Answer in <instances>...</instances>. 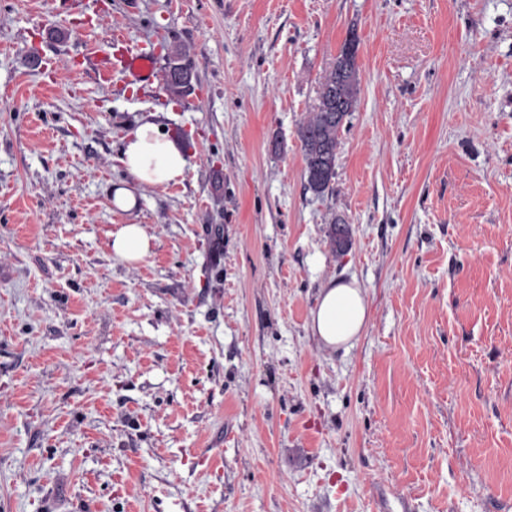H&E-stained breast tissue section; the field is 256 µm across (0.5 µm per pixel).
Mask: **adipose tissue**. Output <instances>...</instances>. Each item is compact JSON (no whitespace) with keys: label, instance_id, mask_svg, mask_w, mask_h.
<instances>
[{"label":"adipose tissue","instance_id":"ef3b65f1","mask_svg":"<svg viewBox=\"0 0 512 512\" xmlns=\"http://www.w3.org/2000/svg\"><path fill=\"white\" fill-rule=\"evenodd\" d=\"M121 162L129 181L116 184L112 207L132 213L137 190L143 186H165L184 180L188 159L178 141L151 120H141L123 142ZM154 237L144 225L123 224L110 234L112 257L133 265L151 253ZM368 320L367 294L357 281L333 282L322 288L310 312L313 336L325 347L351 344L361 336Z\"/></svg>","mask_w":512,"mask_h":512}]
</instances>
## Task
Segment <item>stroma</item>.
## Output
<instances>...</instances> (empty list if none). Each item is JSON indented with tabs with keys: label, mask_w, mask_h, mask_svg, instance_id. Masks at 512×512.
<instances>
[{
	"label": "stroma",
	"mask_w": 512,
	"mask_h": 512,
	"mask_svg": "<svg viewBox=\"0 0 512 512\" xmlns=\"http://www.w3.org/2000/svg\"><path fill=\"white\" fill-rule=\"evenodd\" d=\"M351 31L318 197L298 124ZM161 43L192 95L98 79ZM144 118L189 166L127 215ZM334 279L370 316L330 350ZM0 512H512V0H0ZM166 66L164 68L165 90L174 97L183 98L194 92L193 81L196 74L195 54L185 45L166 46ZM330 244L336 251V255L345 253L351 247L350 229L347 223L336 218L329 231ZM109 237L112 258L129 265L144 261L150 255L154 241L143 224H120ZM368 320L366 290L357 281L331 282L321 288L310 312L312 335L325 347L346 346L361 336Z\"/></svg>",
	"instance_id": "35a3bbf8"
}]
</instances>
